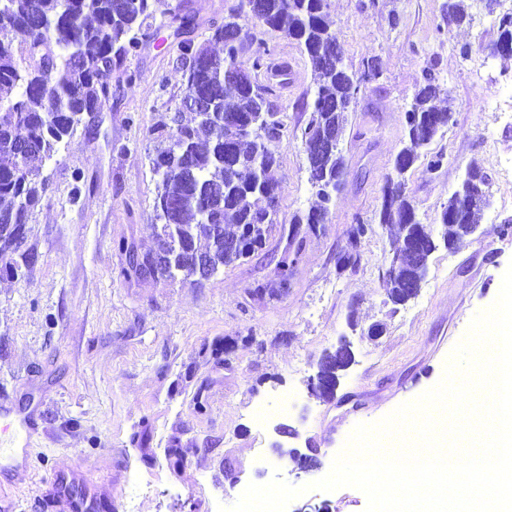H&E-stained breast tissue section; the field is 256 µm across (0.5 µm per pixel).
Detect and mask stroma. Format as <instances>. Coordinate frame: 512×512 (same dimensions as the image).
<instances>
[{"label": "stroma", "mask_w": 512, "mask_h": 512, "mask_svg": "<svg viewBox=\"0 0 512 512\" xmlns=\"http://www.w3.org/2000/svg\"><path fill=\"white\" fill-rule=\"evenodd\" d=\"M194 21L184 36L156 17L166 38L106 75L112 95L84 117L44 169L45 188L30 218L27 244L38 256L19 276L0 271V396L42 404L40 436L29 472L1 494L16 512H60L44 496L55 465L95 480L113 456L115 512H205L231 506L249 484L281 478L306 492L287 512L327 504L329 512H366L354 487L314 489L331 470L357 424H374L444 377L473 318L489 309L512 264V127L488 103L512 87V56L491 55L502 14L485 0H465L459 26L443 16L445 0H326L346 68L362 76L377 61L382 75L362 81L341 141L344 183L317 230L294 223L314 201L301 135L316 80L298 43L254 18L246 23L273 63L291 67L270 85L288 132L275 147L277 224L249 258L193 285L123 273L114 244L154 242L157 177L150 130L179 102L185 75L178 43L206 42L240 0H189ZM397 25H390V16ZM469 55H462V47ZM450 96L452 117L430 152L442 167L416 163L407 194L425 231L440 238L438 216L470 164L488 176L490 204L479 230L455 251L438 246L418 295L388 301L382 276L394 252L380 223L383 192L402 145L405 114L425 72ZM369 230L358 261H339L351 225ZM288 261L287 289L277 284ZM382 325L381 336L368 330ZM356 362L334 400L311 395L317 361L340 338ZM295 427L319 450L320 469L287 470L273 443L276 424Z\"/></svg>", "instance_id": "35a3bbf8"}]
</instances>
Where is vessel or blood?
Masks as SVG:
<instances>
[{"instance_id":"obj_1","label":"vessel or blood","mask_w":512,"mask_h":512,"mask_svg":"<svg viewBox=\"0 0 512 512\" xmlns=\"http://www.w3.org/2000/svg\"><path fill=\"white\" fill-rule=\"evenodd\" d=\"M41 417L40 404L31 402L17 408L8 402H0V420L9 422L16 443L15 448L6 451L0 449V487L27 471ZM104 488V483L91 481L61 466L55 470L48 492L61 512H102L104 505L112 501Z\"/></svg>"}]
</instances>
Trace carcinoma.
Segmentation results:
<instances>
[{"mask_svg": "<svg viewBox=\"0 0 512 512\" xmlns=\"http://www.w3.org/2000/svg\"><path fill=\"white\" fill-rule=\"evenodd\" d=\"M259 5L264 24L302 46L317 77V90L307 125L306 145L325 133L342 137L350 105L349 77L327 62L336 37L325 12V0H245L247 13ZM169 16L179 33L192 21L189 13L165 8L164 0H0V262L18 269L37 261L26 246L29 218L44 182L41 173L57 145L73 136L83 115L100 112L108 100L103 76L121 68L141 44L142 30L157 12ZM445 17L461 25L469 21L464 0H447ZM247 39L241 15L231 14L215 29L211 41L223 54L191 39L180 42L185 89L197 93L201 106L193 122L183 120L184 102L164 112L151 129L155 154L164 168L157 173L154 210L157 248L140 256L135 274L143 278L193 279L190 264L204 260L214 272L249 257L263 245L276 224L277 184L269 173L277 165L274 144L288 131L285 115L270 100V87L240 76V54ZM50 85L49 95L40 87ZM449 99L434 74H425L406 112L402 147L386 184L400 190L398 200L383 203L379 223L400 229L398 256L426 242L416 209L406 194L407 173L425 147L451 119ZM251 120L256 147L233 148L228 119ZM312 187L336 176L344 167L339 152L322 160L307 154ZM462 198L444 206L439 223L456 246L476 224L479 208L472 199L487 196L488 177L477 166L468 169ZM319 204L295 216L293 223L315 230L325 223L331 198L316 191ZM367 227L348 232L350 250L341 261L353 264L357 240ZM238 240L228 248L226 240ZM408 283L386 278L383 288L395 305L406 303Z\"/></svg>", "mask_w": 512, "mask_h": 512, "instance_id": "cac0c4a2", "label": "carcinoma"}]
</instances>
